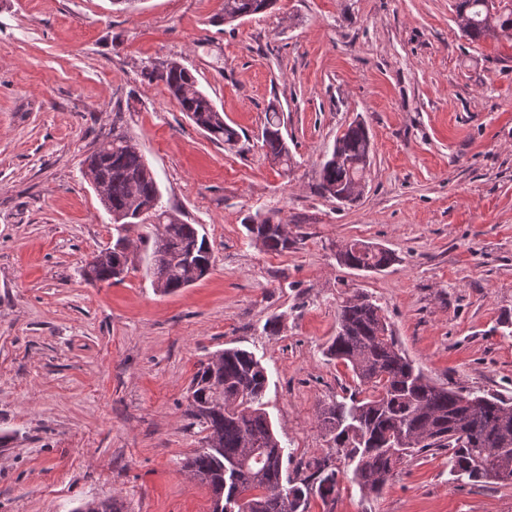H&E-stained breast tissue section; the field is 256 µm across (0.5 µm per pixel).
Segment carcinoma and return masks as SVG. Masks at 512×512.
<instances>
[{"label":"carcinoma","mask_w":512,"mask_h":512,"mask_svg":"<svg viewBox=\"0 0 512 512\" xmlns=\"http://www.w3.org/2000/svg\"><path fill=\"white\" fill-rule=\"evenodd\" d=\"M275 2L224 0L222 21L261 15ZM457 20L472 40L512 38V0H458ZM144 73L165 85L193 123H198L197 115L204 116L203 132L210 140L229 147L237 144L238 132L224 121L223 113L212 111V101L183 64L150 62ZM261 137L266 156L288 170L292 156L274 103ZM95 150L109 151L102 206L112 217L118 237L112 244V261L93 258L86 263L85 282L94 286L122 280L128 254L120 245L131 242L130 232L144 222V211L163 226L148 261L154 290L171 294L204 278L212 266L206 234L161 205L158 182L137 142L114 132ZM338 156L342 158L339 166ZM370 166L367 126L362 120L354 121L336 137L321 167L317 191L339 203L353 202L360 196L353 184L365 181ZM245 229L249 239L266 252H286L296 244L286 225L268 215L250 217ZM336 261L353 270L381 272L397 257L389 249L353 240L340 247ZM324 354L345 364L358 380V393L320 407L317 424L332 437L336 452L348 460L351 481L363 497H379L402 464L431 450L448 451L450 473L458 480L464 478L478 487L508 484L502 478L503 459L497 449L512 454V402L498 395L465 394L431 381L406 356L382 308L367 295L358 293L343 301L336 336ZM215 357L213 364H200L190 382L186 413L206 435L186 468L212 493L224 490L223 512H307L310 496L324 502L334 498L338 471L329 455L309 462L310 478L298 484L284 479L285 448L265 410L268 379L260 360L242 348H226ZM75 512H123V508L112 499L89 500Z\"/></svg>","instance_id":"obj_1"}]
</instances>
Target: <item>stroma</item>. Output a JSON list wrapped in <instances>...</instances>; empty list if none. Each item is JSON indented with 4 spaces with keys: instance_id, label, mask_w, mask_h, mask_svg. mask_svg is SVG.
<instances>
[{
    "instance_id": "35a3bbf8",
    "label": "stroma",
    "mask_w": 512,
    "mask_h": 512,
    "mask_svg": "<svg viewBox=\"0 0 512 512\" xmlns=\"http://www.w3.org/2000/svg\"><path fill=\"white\" fill-rule=\"evenodd\" d=\"M456 5L277 0L225 24L222 0H0V512L91 499L211 512L208 486L183 467L202 446L186 396L200 362L227 347L261 361L288 475L305 477L336 452L318 408L355 389L323 351L357 292L434 383L512 399V42L470 40ZM169 59L239 132L235 148L143 75ZM272 103L286 171L260 139ZM358 118L373 163L340 208L317 192L318 172ZM116 126L139 143L163 206L210 242L212 270L176 293L151 285L149 224L122 281H84L116 232L82 164ZM259 212L296 246L252 244L244 225ZM355 239L397 262L339 266L337 244ZM308 512H512V484L453 480L447 451L432 450L379 498L343 476Z\"/></svg>"
}]
</instances>
